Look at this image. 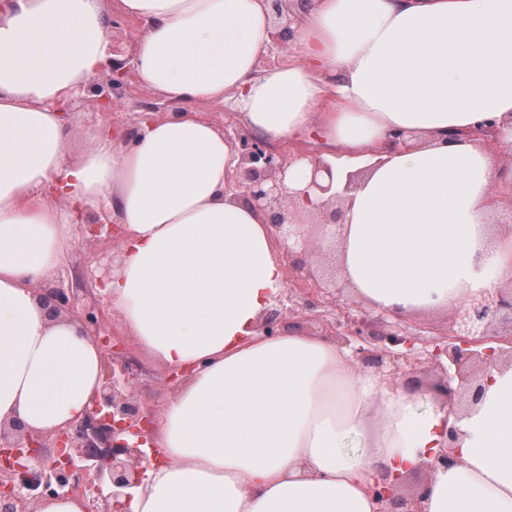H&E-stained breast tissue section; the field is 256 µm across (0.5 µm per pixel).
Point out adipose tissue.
<instances>
[{
    "label": "adipose tissue",
    "mask_w": 512,
    "mask_h": 512,
    "mask_svg": "<svg viewBox=\"0 0 512 512\" xmlns=\"http://www.w3.org/2000/svg\"><path fill=\"white\" fill-rule=\"evenodd\" d=\"M5 0L0 6V425L84 417L104 353L49 320L41 288L73 224L124 229L105 293L152 357L190 370L150 433L154 458L119 512H379L378 470L427 472L424 512H512V364L488 365L465 413L422 410L349 346L260 328L282 295L267 214L240 199V156L196 108L233 102L273 140L319 122L340 201L337 268L374 311L428 314L512 283V231L491 232L512 147V0H306L288 59L266 0ZM141 21L135 74L174 110L97 136L70 162L58 110L111 69L113 14ZM406 131L393 146L390 132ZM357 452H349L350 444ZM458 460L432 467L439 449Z\"/></svg>",
    "instance_id": "1"
}]
</instances>
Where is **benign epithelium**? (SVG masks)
<instances>
[{
    "label": "benign epithelium",
    "mask_w": 512,
    "mask_h": 512,
    "mask_svg": "<svg viewBox=\"0 0 512 512\" xmlns=\"http://www.w3.org/2000/svg\"><path fill=\"white\" fill-rule=\"evenodd\" d=\"M268 2L275 17L274 44L286 50L296 16L292 0ZM237 142L242 168L236 184L240 196L268 212L272 234L283 241L287 253L296 246H305L303 225L292 219L297 202L291 199L288 208L277 211L273 205L283 196L288 168L302 159L312 165V177L301 196L308 202L313 192L328 193L332 185L318 182V174L329 170L328 165L320 157L304 153L285 159L269 142L247 132L237 136ZM304 285L310 310L327 297L337 299V291L329 288L324 275L312 267L304 275ZM40 303L48 318L69 313L83 321L88 334H93L86 315L78 311L71 289L50 284L42 288ZM498 314L512 324L511 288L471 297L455 310L441 337L423 350L418 347L421 338L408 333L400 318L392 319L386 313L347 308L337 314L332 328L337 339L352 347L356 361H371L381 367L387 359L391 365L388 374L392 376L417 363L439 369L445 379L438 385V392L453 404L457 394L451 386L454 380L472 391L473 400L481 391V384H473L470 365L485 366L505 352L512 354V328L505 332L491 328V319ZM132 380L129 365L114 362L105 370L91 411L80 422L53 433L31 429L20 421L7 430L0 428V512H26L28 505L46 492L62 496L79 492L88 500L87 512H114L109 499L101 494V484L110 481L116 488L114 499L122 490L138 484L147 456L139 442L129 443L124 434L134 429L145 432L153 419L152 412L143 410L135 400ZM403 481L402 475L390 470L379 473L372 488L379 512H423V486L404 498L400 494Z\"/></svg>",
    "instance_id": "benign-epithelium-1"
}]
</instances>
